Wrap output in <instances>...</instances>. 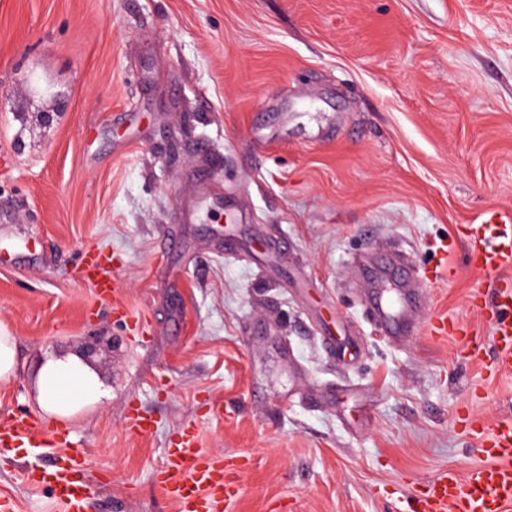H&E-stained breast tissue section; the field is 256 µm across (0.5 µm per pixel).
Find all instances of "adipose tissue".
Listing matches in <instances>:
<instances>
[{"instance_id":"1","label":"adipose tissue","mask_w":512,"mask_h":512,"mask_svg":"<svg viewBox=\"0 0 512 512\" xmlns=\"http://www.w3.org/2000/svg\"><path fill=\"white\" fill-rule=\"evenodd\" d=\"M35 386L40 409L59 423L100 402L105 394L97 373L76 354L40 362L35 369Z\"/></svg>"}]
</instances>
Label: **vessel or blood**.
Listing matches in <instances>:
<instances>
[{
    "label": "vessel or blood",
    "instance_id": "1",
    "mask_svg": "<svg viewBox=\"0 0 512 512\" xmlns=\"http://www.w3.org/2000/svg\"><path fill=\"white\" fill-rule=\"evenodd\" d=\"M464 260L475 271L492 276V294L472 292L469 304L488 319L492 336L489 342L467 346L466 359L477 363L488 380L512 375V223L499 219H478L465 225ZM83 278L92 282L100 299L119 294L120 284L107 270L104 253L87 250L80 263ZM405 295L396 288H380L373 306L379 318L392 321L396 336H405L411 313ZM427 332L436 337L469 335V328L458 321L434 318ZM468 435L473 440L482 464L460 476L441 472L428 479L421 492L399 502L396 512H512V416L490 423L477 417L468 419ZM43 432L42 424L26 417L0 419V454L24 447ZM57 449L52 468L28 474V481L46 486L63 512H85L89 487L80 478L86 466L83 451L72 448L66 433L51 436ZM243 461L215 457L202 452L193 431L182 432L166 451L158 478L166 496L178 512H228L240 490L238 475Z\"/></svg>",
    "mask_w": 512,
    "mask_h": 512
}]
</instances>
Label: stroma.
Masks as SVG:
<instances>
[{
  "label": "stroma",
  "instance_id": "obj_1",
  "mask_svg": "<svg viewBox=\"0 0 512 512\" xmlns=\"http://www.w3.org/2000/svg\"><path fill=\"white\" fill-rule=\"evenodd\" d=\"M489 211L512 217V0H0V415L40 417L37 364L94 346L107 396L64 425L88 512H177L157 474L186 427L246 459L231 512H392L479 464L458 415L512 413V376L426 322L489 335L443 249ZM389 263L420 299L401 342L368 294ZM54 460L0 457V502L61 512L27 479ZM80 272L83 278L93 283L100 299L108 300L119 294L120 284L109 274L106 257L101 250L92 248L84 253ZM427 333L436 337H456L469 336V328L463 326L458 321L448 320L447 318L430 319L426 326ZM19 370L17 341L6 323L0 321V384L16 378Z\"/></svg>",
  "mask_w": 512,
  "mask_h": 512
}]
</instances>
